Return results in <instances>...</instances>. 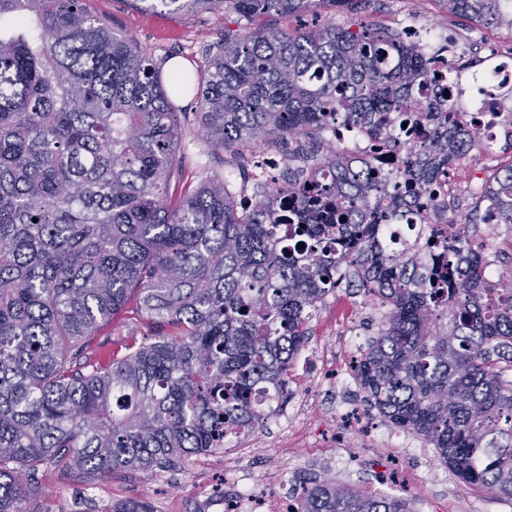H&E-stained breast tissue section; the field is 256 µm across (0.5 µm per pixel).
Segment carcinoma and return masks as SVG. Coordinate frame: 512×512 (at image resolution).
<instances>
[{"label": "carcinoma", "mask_w": 512, "mask_h": 512, "mask_svg": "<svg viewBox=\"0 0 512 512\" xmlns=\"http://www.w3.org/2000/svg\"><path fill=\"white\" fill-rule=\"evenodd\" d=\"M231 6L238 32L206 69L167 89L153 60L86 0H0V512L25 507L40 473L107 478L224 448L283 402L288 364L340 288L384 309L355 368L365 402L424 439L466 486L512 500V268L471 224L512 228V166L496 170L443 246L442 275L392 246L424 224L419 197L476 145L448 109L408 105L435 79L408 30L320 20L322 0H152ZM449 15L512 32V0H440ZM312 17L302 31L257 18ZM197 85L204 143L243 159L288 143V182L238 207L204 176L171 191ZM400 173L325 145L343 125L387 135ZM407 126H401V123ZM166 331L101 360L90 346L120 309ZM304 512H412L311 473ZM100 512H153L124 500Z\"/></svg>", "instance_id": "obj_1"}]
</instances>
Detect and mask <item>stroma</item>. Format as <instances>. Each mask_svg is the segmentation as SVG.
<instances>
[{"instance_id":"stroma-1","label":"stroma","mask_w":512,"mask_h":512,"mask_svg":"<svg viewBox=\"0 0 512 512\" xmlns=\"http://www.w3.org/2000/svg\"><path fill=\"white\" fill-rule=\"evenodd\" d=\"M88 8L104 18L115 30L134 40L146 51L159 69L161 79H168L169 64L179 61L189 72L208 65L209 52L223 42L224 34L237 31L235 13L213 11L204 7L194 11L150 6L148 0H87ZM416 9L414 0H321L319 18L336 23L349 20L402 29ZM185 159L182 177L175 188H194L203 174L228 178L233 167L224 153L208 152L202 131L194 121L182 128ZM362 297L338 292L328 297L310 326L311 344H331L336 348V365H344L354 350L338 342L330 326L339 305L358 306ZM144 331L128 314L120 313L102 323L92 346L101 358L121 350L132 336ZM396 448H372L358 467L336 471L339 482L363 494L379 493L376 483L381 467L403 470L407 479L390 490L391 495L411 500L415 512H512V501L494 496L478 487L464 486L435 456L417 457L407 453V445H421L420 437L396 431ZM224 477V453L183 457L169 468L143 471L121 469L96 481L67 475L50 480L46 491L33 502L37 512H98L106 504L136 499L148 503L153 512H187L191 498Z\"/></svg>"}]
</instances>
